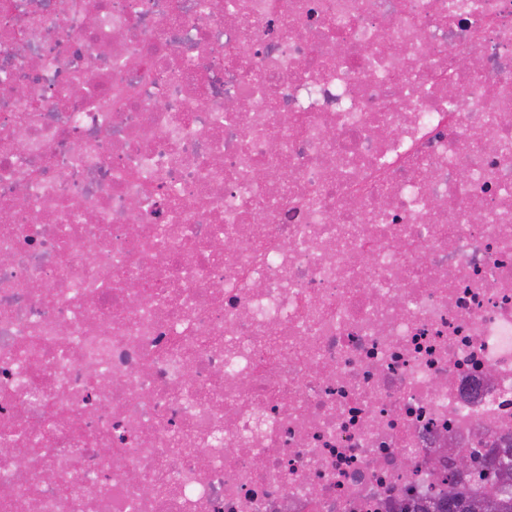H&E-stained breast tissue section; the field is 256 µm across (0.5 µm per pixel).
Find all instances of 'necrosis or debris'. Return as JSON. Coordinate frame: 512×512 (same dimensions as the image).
<instances>
[{
    "mask_svg": "<svg viewBox=\"0 0 512 512\" xmlns=\"http://www.w3.org/2000/svg\"><path fill=\"white\" fill-rule=\"evenodd\" d=\"M455 2L0 0V512H400L512 444V0Z\"/></svg>",
    "mask_w": 512,
    "mask_h": 512,
    "instance_id": "obj_1",
    "label": "necrosis or debris"
}]
</instances>
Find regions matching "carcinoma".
<instances>
[{"instance_id": "carcinoma-1", "label": "carcinoma", "mask_w": 512, "mask_h": 512, "mask_svg": "<svg viewBox=\"0 0 512 512\" xmlns=\"http://www.w3.org/2000/svg\"><path fill=\"white\" fill-rule=\"evenodd\" d=\"M470 457L476 463L474 472L478 477L497 486L495 497L476 498L454 490L461 473L451 461L448 463V469L441 474V483L448 485V492L437 497L413 500L401 512H456L462 503L475 506L473 512H512V446L495 452L493 459L497 461V465L490 475L485 473V456L472 452Z\"/></svg>"}]
</instances>
